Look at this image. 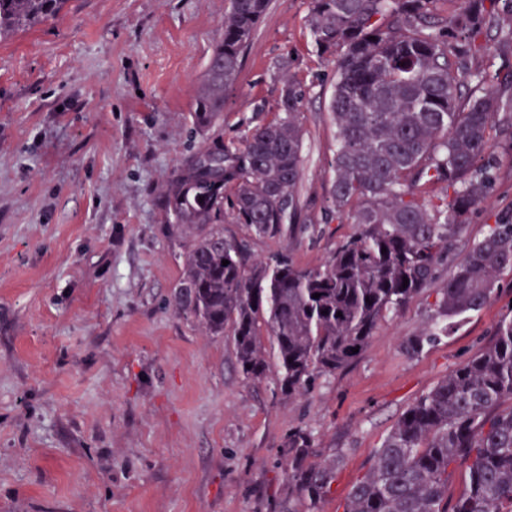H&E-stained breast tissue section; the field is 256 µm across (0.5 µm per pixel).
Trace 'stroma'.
Wrapping results in <instances>:
<instances>
[{
  "mask_svg": "<svg viewBox=\"0 0 512 512\" xmlns=\"http://www.w3.org/2000/svg\"><path fill=\"white\" fill-rule=\"evenodd\" d=\"M229 0H66L59 15L0 44V512H282L289 429L319 458L344 451L324 512L352 484L404 409L471 357L512 308V271L481 311L415 355L434 296L381 322L347 368L304 397L244 381L229 337L175 312L182 242L157 204L191 155L197 86ZM311 0H271L224 99L226 146L278 118L287 81L306 89L302 212L294 232L257 237L264 258L329 257L358 225L326 207L337 129L336 58L319 54ZM471 69L512 73L491 35ZM497 182L454 238V265L512 217V141L492 132Z\"/></svg>",
  "mask_w": 512,
  "mask_h": 512,
  "instance_id": "obj_1",
  "label": "stroma"
}]
</instances>
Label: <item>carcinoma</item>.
<instances>
[{"mask_svg":"<svg viewBox=\"0 0 512 512\" xmlns=\"http://www.w3.org/2000/svg\"><path fill=\"white\" fill-rule=\"evenodd\" d=\"M64 2L0 0V42L56 16ZM436 2L312 0L307 24L317 48L338 54L330 99L337 129L332 212L359 231L322 264L301 267L281 254L251 263L246 240L224 235L229 219L259 237L282 236L290 231L286 221L299 216L297 114L305 97L301 85L288 82L279 103L286 117L254 126L239 147L214 134L224 120V94L270 3L230 0L191 113L192 129L207 137L164 183L159 201L173 219L168 231L185 248L174 307L207 335L232 336L245 380L266 379L274 361L276 388L291 399L350 365L383 319L430 291L452 240L491 196L496 168L485 156L490 131L512 129V80L494 88L467 62L492 31L506 27L512 35V0H467L449 19L434 14ZM206 157L223 166L204 167ZM504 269H512L508 217L435 289L432 326L407 350L420 352L489 303ZM509 401L512 313L478 353L407 406L343 512H512ZM314 441L306 429L288 431V512H322L342 465L341 451L310 460ZM458 469L465 487L450 497L448 481Z\"/></svg>","mask_w":512,"mask_h":512,"instance_id":"1","label":"carcinoma"}]
</instances>
